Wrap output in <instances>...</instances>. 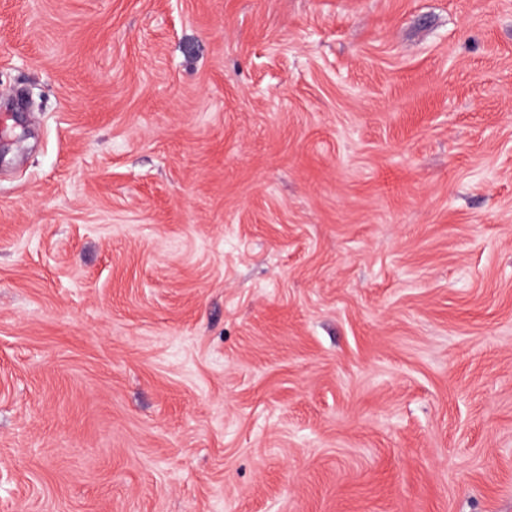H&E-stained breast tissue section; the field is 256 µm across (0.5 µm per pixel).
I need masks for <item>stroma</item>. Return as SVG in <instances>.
Instances as JSON below:
<instances>
[{
	"label": "stroma",
	"instance_id": "obj_1",
	"mask_svg": "<svg viewBox=\"0 0 512 512\" xmlns=\"http://www.w3.org/2000/svg\"><path fill=\"white\" fill-rule=\"evenodd\" d=\"M0 512H512V0H0Z\"/></svg>",
	"mask_w": 512,
	"mask_h": 512
}]
</instances>
